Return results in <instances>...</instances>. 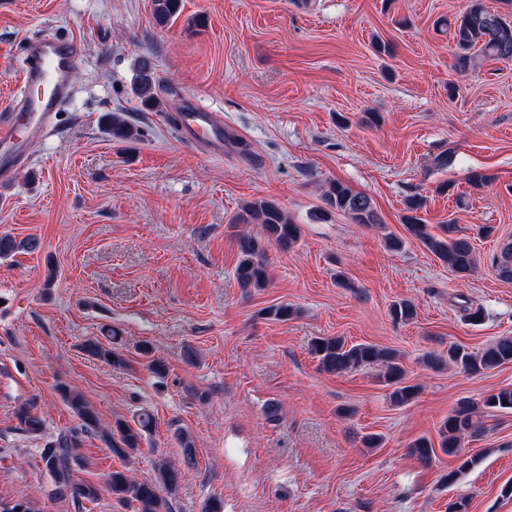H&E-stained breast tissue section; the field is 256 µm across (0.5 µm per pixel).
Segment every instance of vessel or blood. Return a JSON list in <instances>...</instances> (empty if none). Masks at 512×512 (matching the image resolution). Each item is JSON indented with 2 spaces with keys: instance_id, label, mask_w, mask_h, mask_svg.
Wrapping results in <instances>:
<instances>
[{
  "instance_id": "1",
  "label": "vessel or blood",
  "mask_w": 512,
  "mask_h": 512,
  "mask_svg": "<svg viewBox=\"0 0 512 512\" xmlns=\"http://www.w3.org/2000/svg\"><path fill=\"white\" fill-rule=\"evenodd\" d=\"M25 67L19 74V95L10 112L0 116V177L9 178L18 160L19 131L41 137L53 130L51 119L68 97L72 68L83 55L80 41L46 35L21 47ZM181 143L205 153H223L224 126L216 113L188 99L178 117Z\"/></svg>"
}]
</instances>
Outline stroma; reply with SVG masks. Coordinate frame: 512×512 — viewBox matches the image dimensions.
<instances>
[{
  "instance_id": "1",
  "label": "stroma",
  "mask_w": 512,
  "mask_h": 512,
  "mask_svg": "<svg viewBox=\"0 0 512 512\" xmlns=\"http://www.w3.org/2000/svg\"><path fill=\"white\" fill-rule=\"evenodd\" d=\"M466 0H182L157 24L153 0H0V113L17 90L23 43L45 34L78 39L84 58L56 135H20L21 155L0 182V236L38 239L35 251L0 258V501L28 493L37 512H140L116 503L112 470L153 480L165 460L184 466L177 431L195 440V465L171 512H512V412L485 415L465 438L477 462L454 483L456 460L420 463L409 447L436 439L461 399L480 402L512 386V363L469 375L432 369L424 356L459 343L480 351L512 336V280L493 264L512 241V61L475 56L454 67L440 18ZM148 58L162 107L133 93L134 66ZM194 98L224 118L231 138L220 158L183 145L175 116ZM121 112L140 140L113 141L104 118ZM451 150V166L434 159ZM492 180L472 188L470 172ZM369 195L379 223L363 226L323 200L330 182ZM431 233L456 224L475 271L457 277L403 226L406 201ZM281 204L301 237L267 251L270 284L240 288L234 223L257 199ZM494 225L487 238L479 226ZM403 241L387 251L385 238ZM54 281H47L48 271ZM415 303L407 323L392 303ZM287 303L285 322L265 308ZM481 310L473 324L467 310ZM124 339V364L87 356L80 345L107 329ZM321 336L394 350L415 400L394 405L376 361L321 371L310 352ZM150 342L166 366L155 376L138 346ZM75 386L102 428L141 411L155 428L133 457L114 456L86 434L74 471L99 488L76 506L59 496L42 449L78 419L60 395ZM278 407L268 420L269 404ZM43 421L21 431L19 407ZM382 438L364 447L365 435ZM185 467V466H184Z\"/></svg>"
}]
</instances>
